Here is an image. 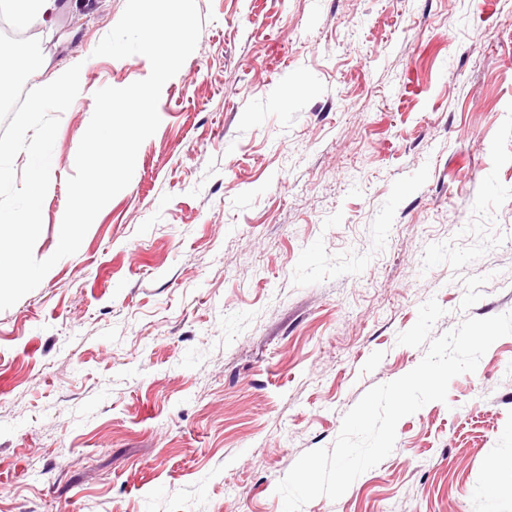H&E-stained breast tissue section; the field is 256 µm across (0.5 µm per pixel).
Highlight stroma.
<instances>
[{"instance_id":"obj_1","label":"stroma","mask_w":512,"mask_h":512,"mask_svg":"<svg viewBox=\"0 0 512 512\" xmlns=\"http://www.w3.org/2000/svg\"><path fill=\"white\" fill-rule=\"evenodd\" d=\"M133 178L0 311V512H283L275 488L424 348L512 312V0H196ZM126 0H58L40 86L80 65L34 255L57 248ZM512 335L302 512H512Z\"/></svg>"}]
</instances>
